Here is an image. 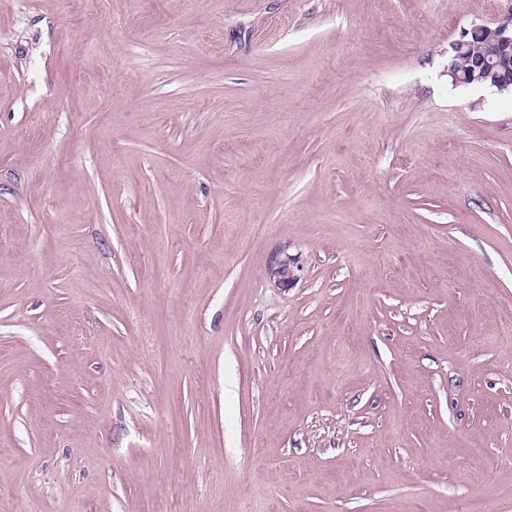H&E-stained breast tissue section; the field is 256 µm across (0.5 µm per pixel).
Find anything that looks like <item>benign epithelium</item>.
<instances>
[{
	"mask_svg": "<svg viewBox=\"0 0 512 512\" xmlns=\"http://www.w3.org/2000/svg\"><path fill=\"white\" fill-rule=\"evenodd\" d=\"M453 69L448 71L457 85L487 84L500 92L512 90V11L506 10L494 26L474 24L452 44ZM280 285L295 279L294 259L280 260L274 271Z\"/></svg>",
	"mask_w": 512,
	"mask_h": 512,
	"instance_id": "7a95c632",
	"label": "benign epithelium"
}]
</instances>
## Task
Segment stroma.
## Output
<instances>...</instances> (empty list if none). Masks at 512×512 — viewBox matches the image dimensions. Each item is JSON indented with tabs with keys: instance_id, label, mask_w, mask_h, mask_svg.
<instances>
[{
	"instance_id": "35a3bbf8",
	"label": "stroma",
	"mask_w": 512,
	"mask_h": 512,
	"mask_svg": "<svg viewBox=\"0 0 512 512\" xmlns=\"http://www.w3.org/2000/svg\"><path fill=\"white\" fill-rule=\"evenodd\" d=\"M511 4L0 0V512H512ZM453 69L448 70L457 85L488 84L500 92L510 89L512 79V12L510 7L495 26L474 24L461 32L452 44Z\"/></svg>"
}]
</instances>
